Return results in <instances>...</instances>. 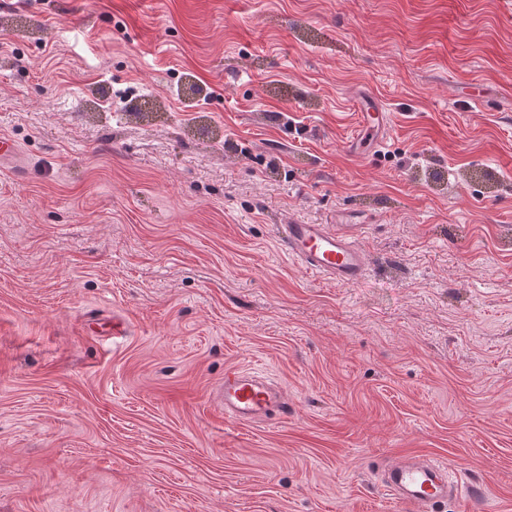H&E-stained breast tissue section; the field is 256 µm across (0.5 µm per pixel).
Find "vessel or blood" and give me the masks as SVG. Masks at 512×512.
Masks as SVG:
<instances>
[{
  "instance_id": "b4317fda",
  "label": "vessel or blood",
  "mask_w": 512,
  "mask_h": 512,
  "mask_svg": "<svg viewBox=\"0 0 512 512\" xmlns=\"http://www.w3.org/2000/svg\"><path fill=\"white\" fill-rule=\"evenodd\" d=\"M389 118L372 96L361 99V114L350 150L362 154L385 134ZM0 162L25 170L26 160L17 142L0 135ZM350 224H304L291 221L281 225L279 244L288 256L306 270L344 286L362 282L368 272L365 251L353 235ZM224 416L239 424L258 423L288 413L289 402L281 387L240 368L224 372V381L212 396ZM384 484L401 503L415 512H434L435 506L459 498L460 488L448 479L447 464L417 457L386 467Z\"/></svg>"
}]
</instances>
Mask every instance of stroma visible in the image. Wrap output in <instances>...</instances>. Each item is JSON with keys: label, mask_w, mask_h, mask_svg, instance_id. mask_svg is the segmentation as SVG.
Segmentation results:
<instances>
[{"label": "stroma", "mask_w": 512, "mask_h": 512, "mask_svg": "<svg viewBox=\"0 0 512 512\" xmlns=\"http://www.w3.org/2000/svg\"><path fill=\"white\" fill-rule=\"evenodd\" d=\"M1 133L0 512H512V0H0ZM341 214L353 287L276 242ZM360 118L350 151L360 155L367 148L376 144L385 134L389 125L388 113L372 96L366 94L361 99ZM0 162L20 171L26 170L25 156L17 142L2 133L0 135ZM212 400L224 409L225 419L239 424L288 416L289 402L283 389L240 368L224 371V382L215 388ZM448 470L445 463L410 457L387 466L383 480L398 502L413 505L417 512H433L438 504L461 497L459 486L448 479Z\"/></svg>", "instance_id": "35a3bbf8"}]
</instances>
